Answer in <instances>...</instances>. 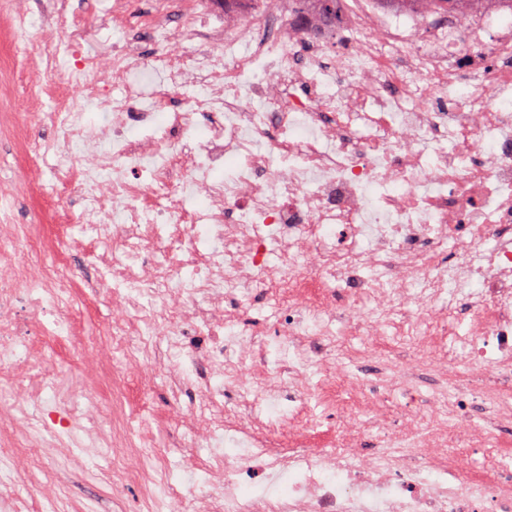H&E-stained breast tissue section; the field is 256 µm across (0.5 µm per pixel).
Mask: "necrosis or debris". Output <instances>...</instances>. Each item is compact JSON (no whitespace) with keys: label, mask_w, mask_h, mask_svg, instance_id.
Segmentation results:
<instances>
[{"label":"necrosis or debris","mask_w":512,"mask_h":512,"mask_svg":"<svg viewBox=\"0 0 512 512\" xmlns=\"http://www.w3.org/2000/svg\"><path fill=\"white\" fill-rule=\"evenodd\" d=\"M341 2L342 50L293 0L230 15L216 0H152L142 14L112 0L103 23L123 37L107 54L85 51L69 0H54L57 25L35 53L29 15L0 6V74L26 77L24 97L39 104L12 113L10 143L65 174L30 197L52 205L58 230L46 238L17 223L16 187L0 182V424L18 447L0 468V512H30L15 491L23 449L88 444L112 458L113 501L137 486L149 512H190L187 488L155 480L146 460L165 417L190 421L211 449L219 423L190 420L184 400L223 405L220 363L240 408L228 428L252 449L241 463L213 452L206 512H512V455L477 468L448 446L453 433L495 447L512 423V112L496 106L512 94V29L493 30L508 10L489 0L444 23ZM249 74L262 107L238 93ZM79 232L108 246L87 256L92 279L68 261ZM35 249L53 265L32 261ZM260 290L284 295L268 329L292 355L257 394L245 316ZM103 293L111 318L84 342L75 300ZM450 321L446 341L378 350ZM334 336L364 343L328 361ZM151 342L166 343L165 358ZM59 346L84 347L75 368L58 369ZM406 380L429 393L392 416L385 396ZM160 383L172 393L162 412L148 399ZM467 384L488 404L483 418ZM340 390L356 405L339 440L309 447L312 400ZM284 397L295 413L267 416ZM244 477L265 492L244 493Z\"/></svg>","instance_id":"4bbe7bcc"}]
</instances>
